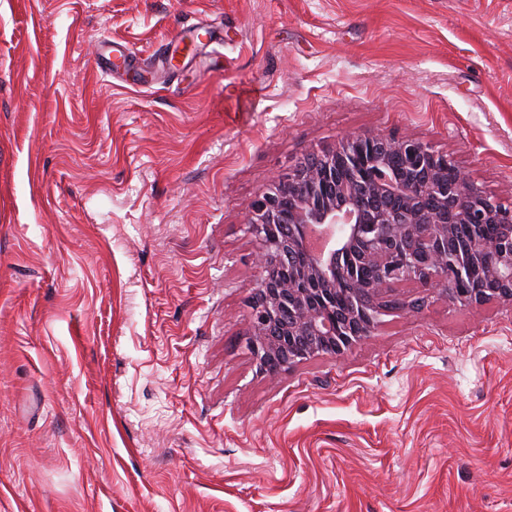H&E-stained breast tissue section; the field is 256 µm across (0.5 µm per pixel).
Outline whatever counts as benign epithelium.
<instances>
[{
  "label": "benign epithelium",
  "instance_id": "obj_1",
  "mask_svg": "<svg viewBox=\"0 0 512 512\" xmlns=\"http://www.w3.org/2000/svg\"><path fill=\"white\" fill-rule=\"evenodd\" d=\"M512 206L486 195L447 153L366 131L301 161L249 207L262 271L247 348L274 378L314 357L344 356L379 323L388 289L419 279L461 306L512 305ZM349 300L336 315V257Z\"/></svg>",
  "mask_w": 512,
  "mask_h": 512
}]
</instances>
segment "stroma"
<instances>
[{
  "label": "stroma",
  "mask_w": 512,
  "mask_h": 512,
  "mask_svg": "<svg viewBox=\"0 0 512 512\" xmlns=\"http://www.w3.org/2000/svg\"><path fill=\"white\" fill-rule=\"evenodd\" d=\"M369 130L512 202V0H0V512H512V306L247 348L250 203Z\"/></svg>",
  "instance_id": "1"
}]
</instances>
